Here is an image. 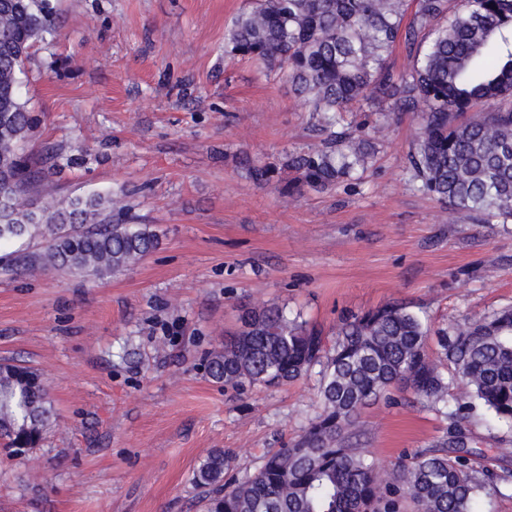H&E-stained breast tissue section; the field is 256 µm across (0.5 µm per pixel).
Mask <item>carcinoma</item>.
<instances>
[{
	"instance_id": "obj_1",
	"label": "carcinoma",
	"mask_w": 512,
	"mask_h": 512,
	"mask_svg": "<svg viewBox=\"0 0 512 512\" xmlns=\"http://www.w3.org/2000/svg\"><path fill=\"white\" fill-rule=\"evenodd\" d=\"M52 26L48 0H0V243L37 238L43 252L19 259L98 276L135 266L158 245L145 224L112 221L115 198L75 197L29 204L41 177L20 144L32 119L18 94L29 50ZM412 64L396 72L385 54L400 40ZM225 52L284 73L294 94L327 134L288 158L300 187L327 189L353 178L368 158L364 140L333 137L344 112L363 102L420 118L407 154L424 192L452 216L512 222V0H464L448 18V0H256L238 15ZM224 349L206 359L224 389L288 384L317 371L321 412L292 444L264 452L251 476L225 478L232 457L211 450L194 474L204 512H492L498 485L512 481L471 462L459 431L400 460L388 473L357 448L359 414L393 386L457 421L455 389L512 428V308L465 319L438 343L448 373L426 353L428 330L406 306L389 303L344 318L330 339L300 316L265 303L245 308ZM56 418L44 376L10 361L0 365V450L36 447Z\"/></svg>"
}]
</instances>
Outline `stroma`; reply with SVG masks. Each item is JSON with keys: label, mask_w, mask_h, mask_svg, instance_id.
Here are the masks:
<instances>
[{"label": "stroma", "mask_w": 512, "mask_h": 512, "mask_svg": "<svg viewBox=\"0 0 512 512\" xmlns=\"http://www.w3.org/2000/svg\"><path fill=\"white\" fill-rule=\"evenodd\" d=\"M53 28L30 51L19 95L35 128L25 156L45 170L33 199H120L113 220L145 224L157 249L90 277L9 265L0 245V360L41 371L56 424L25 457L0 455V512H204L193 474L215 448L254 472L321 410L316 375L238 396L204 371L246 304L301 314L324 333L388 302L435 333L512 307V223L450 220L406 156L419 118L352 106L340 130L369 136L354 179L295 190L282 165L322 139L285 76L225 54L248 0H50ZM280 172L257 179L254 167ZM362 440L390 467L445 437L448 421L410 390L361 411ZM459 428L475 465L512 469V430L479 402Z\"/></svg>", "instance_id": "35a3bbf8"}]
</instances>
